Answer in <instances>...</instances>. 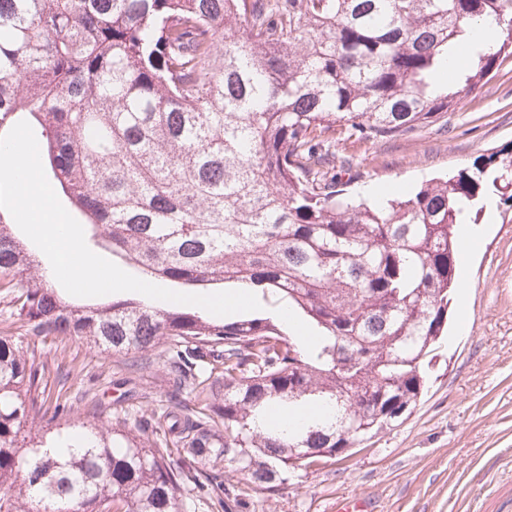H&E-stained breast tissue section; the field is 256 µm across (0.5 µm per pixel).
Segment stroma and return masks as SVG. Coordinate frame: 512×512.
Returning <instances> with one entry per match:
<instances>
[{
  "mask_svg": "<svg viewBox=\"0 0 512 512\" xmlns=\"http://www.w3.org/2000/svg\"><path fill=\"white\" fill-rule=\"evenodd\" d=\"M512 143V61L484 86L462 94L454 111L410 137L371 145L349 140L339 157L371 185L415 187ZM477 239L458 253L461 284L448 312V336L417 405L404 420L353 448L350 457L293 474L278 492L255 489L233 466L224 484L242 512H336L350 494L376 512H512V207L496 203ZM68 372L72 392L111 403L122 358L66 342L44 346Z\"/></svg>",
  "mask_w": 512,
  "mask_h": 512,
  "instance_id": "35a3bbf8",
  "label": "stroma"
}]
</instances>
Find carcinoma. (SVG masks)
Here are the masks:
<instances>
[{"instance_id": "1", "label": "carcinoma", "mask_w": 512, "mask_h": 512, "mask_svg": "<svg viewBox=\"0 0 512 512\" xmlns=\"http://www.w3.org/2000/svg\"><path fill=\"white\" fill-rule=\"evenodd\" d=\"M503 35L471 53L463 89L512 59V0H0V136L40 130L48 180L95 244L146 279L233 282L274 306L232 321L134 295L75 305L48 285L0 216V512H186L241 507L218 465L259 489L336 458L411 410L458 287L457 226L494 194L512 203V144L387 199L358 202L329 174L335 144L412 136L457 105L434 79L465 25ZM299 318L307 335L286 328ZM158 359L190 403L136 404L109 425L58 428L26 451L37 416L67 422L97 397L48 387L36 339ZM283 430L275 409L312 410ZM38 482L35 505L19 497Z\"/></svg>"}]
</instances>
